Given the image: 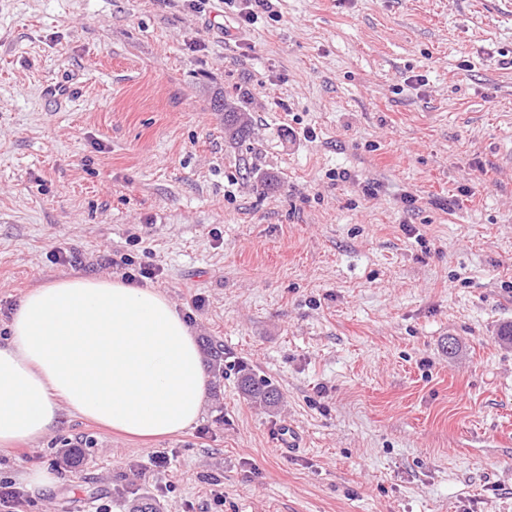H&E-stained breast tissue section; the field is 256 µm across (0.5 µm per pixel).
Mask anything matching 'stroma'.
<instances>
[{"mask_svg": "<svg viewBox=\"0 0 512 512\" xmlns=\"http://www.w3.org/2000/svg\"><path fill=\"white\" fill-rule=\"evenodd\" d=\"M239 9L0 0V340L32 288L130 256L227 369L182 433L66 416L0 480L56 475L18 512H512V0ZM214 108L218 112H224V136L230 144L237 145L250 136L251 126L240 102L216 96ZM238 373V385L247 400L268 407H274L279 403V389L272 381L257 376L248 369H240ZM18 482L29 489L44 490L54 489L57 484L55 474L43 468H27L17 472Z\"/></svg>", "mask_w": 512, "mask_h": 512, "instance_id": "obj_1", "label": "stroma"}]
</instances>
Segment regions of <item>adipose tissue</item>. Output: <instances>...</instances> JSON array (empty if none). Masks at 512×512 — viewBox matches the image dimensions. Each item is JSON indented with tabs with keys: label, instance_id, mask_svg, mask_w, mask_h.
<instances>
[{
	"label": "adipose tissue",
	"instance_id": "1",
	"mask_svg": "<svg viewBox=\"0 0 512 512\" xmlns=\"http://www.w3.org/2000/svg\"><path fill=\"white\" fill-rule=\"evenodd\" d=\"M8 328L1 448L45 437L66 414L142 440L179 434L201 415V351L157 288L75 272L25 294Z\"/></svg>",
	"mask_w": 512,
	"mask_h": 512
}]
</instances>
